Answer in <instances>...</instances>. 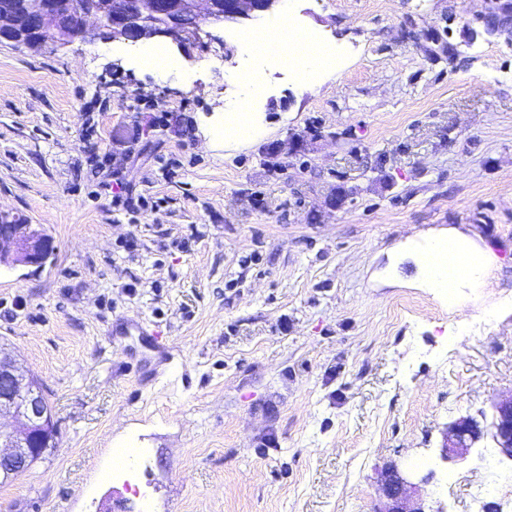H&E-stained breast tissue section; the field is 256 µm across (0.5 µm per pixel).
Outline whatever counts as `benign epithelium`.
<instances>
[{
    "label": "benign epithelium",
    "mask_w": 512,
    "mask_h": 512,
    "mask_svg": "<svg viewBox=\"0 0 512 512\" xmlns=\"http://www.w3.org/2000/svg\"><path fill=\"white\" fill-rule=\"evenodd\" d=\"M279 0H0V41L37 47L60 46L90 34L88 21L101 22L112 40L136 43L156 37L177 43L210 36L206 23H243L272 10ZM483 20L512 32V0H488ZM49 240L30 224L0 215V263L42 266ZM491 436L512 461V396L485 414L457 419L446 427L440 449L443 461L467 457L476 443ZM57 436V425L41 385L27 378L16 360L0 352V476L19 475ZM431 474L404 473L395 464L381 472L386 507L381 512H427L410 508L411 493L429 483Z\"/></svg>",
    "instance_id": "benign-epithelium-1"
}]
</instances>
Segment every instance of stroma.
<instances>
[{
	"mask_svg": "<svg viewBox=\"0 0 512 512\" xmlns=\"http://www.w3.org/2000/svg\"><path fill=\"white\" fill-rule=\"evenodd\" d=\"M486 7L293 0L340 57L303 80L233 23L0 44V211L53 247L0 266V348L58 425L0 482V512H377L378 471L424 458L430 512H512L491 438L438 458L446 424L512 396V41L485 33ZM153 45L169 80L136 62ZM244 108L262 136L225 141ZM123 182L147 207L115 208ZM454 231L494 260L450 297L414 257ZM125 316L160 331L162 377L137 371L136 338L105 336ZM119 446L139 449L151 509L103 478Z\"/></svg>",
	"mask_w": 512,
	"mask_h": 512,
	"instance_id": "stroma-1",
	"label": "stroma"
}]
</instances>
